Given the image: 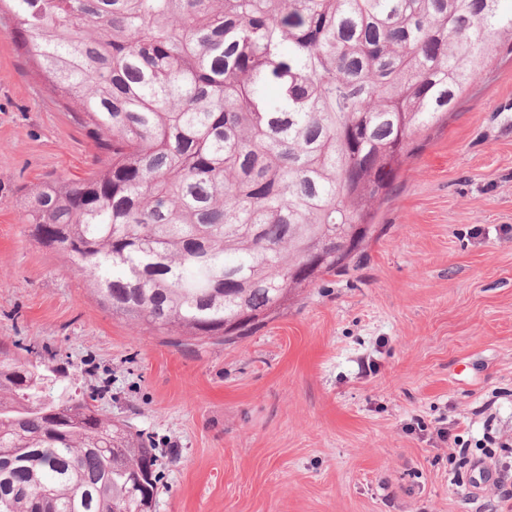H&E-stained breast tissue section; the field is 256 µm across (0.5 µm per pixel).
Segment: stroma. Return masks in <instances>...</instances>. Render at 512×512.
Returning a JSON list of instances; mask_svg holds the SVG:
<instances>
[{
    "label": "stroma",
    "instance_id": "35a3bbf8",
    "mask_svg": "<svg viewBox=\"0 0 512 512\" xmlns=\"http://www.w3.org/2000/svg\"><path fill=\"white\" fill-rule=\"evenodd\" d=\"M0 20V342L153 441L155 512H512L479 445L512 436V54L417 135L373 234L251 336L114 317L19 220L102 156ZM471 446L458 468L453 436Z\"/></svg>",
    "mask_w": 512,
    "mask_h": 512
}]
</instances>
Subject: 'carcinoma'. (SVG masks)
<instances>
[{
	"instance_id": "cac0c4a2",
	"label": "carcinoma",
	"mask_w": 512,
	"mask_h": 512,
	"mask_svg": "<svg viewBox=\"0 0 512 512\" xmlns=\"http://www.w3.org/2000/svg\"><path fill=\"white\" fill-rule=\"evenodd\" d=\"M502 0H0L105 157L22 223L112 314L243 338L344 268L415 135L512 52ZM0 343L6 512H142L154 448Z\"/></svg>"
}]
</instances>
